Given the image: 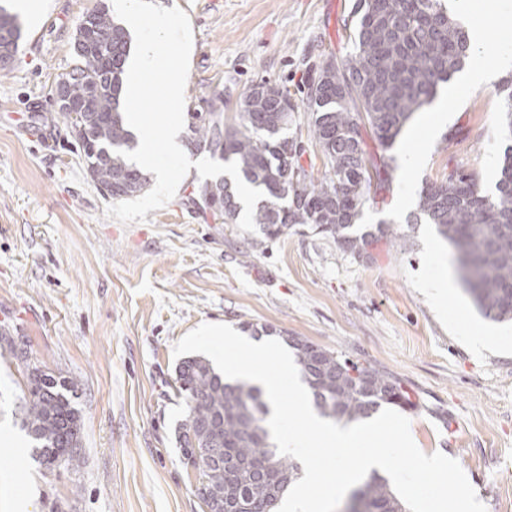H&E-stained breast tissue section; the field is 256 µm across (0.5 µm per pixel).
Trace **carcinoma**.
I'll list each match as a JSON object with an SVG mask.
<instances>
[{"mask_svg": "<svg viewBox=\"0 0 512 512\" xmlns=\"http://www.w3.org/2000/svg\"><path fill=\"white\" fill-rule=\"evenodd\" d=\"M90 35L101 57L112 65L94 66L79 53L74 34V77L69 94L84 97L97 88L93 104L71 127L87 172L112 198L144 193L149 178L119 155L135 138L119 112L121 77L130 34L112 16L106 0L93 8ZM17 16L0 4V58L13 57ZM344 30L355 46L350 57L331 58L309 80L305 98L296 102L287 87L263 80L241 95L239 122L228 124L220 107L190 116L187 146L195 152H217L238 164L241 179L262 191L254 210L255 224L275 239L294 224H313L344 251L362 256L373 242L393 230L379 224L357 232L356 221L371 193L389 185V150L414 113L434 100L441 83L462 68L471 52L466 30L448 16L445 0H354ZM503 131L512 136V79L502 86ZM309 113L315 146L323 157L322 176L300 159L302 142L288 138L298 106ZM369 128L382 153L369 154L363 128ZM193 202L226 224H234L241 204L225 178L201 183ZM419 215L435 226L439 237L467 255L458 274L463 291L492 321L512 319V147L503 151L496 192L489 195L471 174L426 184L419 195ZM320 412L338 420L370 417L384 404L407 405L400 383L299 336L282 333ZM27 369V393L21 401L22 428L33 442L32 457L47 470L72 458L79 447L81 415L77 385L32 363L10 336H0ZM177 382L185 395L187 418L179 431L180 447L201 478L198 493L208 509L210 494L224 491L239 504L237 512L282 498L299 475V467L276 455L265 426L268 407L260 390L244 381L229 382L200 357L178 366ZM255 464L265 467L259 476ZM360 512H407L404 501L383 477L372 474L355 488Z\"/></svg>", "mask_w": 512, "mask_h": 512, "instance_id": "1", "label": "carcinoma"}]
</instances>
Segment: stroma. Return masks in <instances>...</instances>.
I'll return each instance as SVG.
<instances>
[{"label": "stroma", "instance_id": "obj_1", "mask_svg": "<svg viewBox=\"0 0 512 512\" xmlns=\"http://www.w3.org/2000/svg\"><path fill=\"white\" fill-rule=\"evenodd\" d=\"M153 2L189 16V113L220 97L234 121L240 94L262 80L302 98L308 73L353 51L341 28L352 0ZM36 3L0 71V334L76 382L82 426L74 457L41 468L15 414L25 368L0 355V512H17L24 493L31 512H208L178 442L186 404L173 355L204 323L285 330L396 379L418 448L456 459L487 512H512V323L483 318L458 285L429 297L437 272H455V252L414 217L425 183L456 172L486 190L497 182L498 88L458 85L442 100L447 121L420 111L406 124L390 188L359 218L396 238L366 256L308 224L270 239L214 220L192 201L194 168L166 206L125 225L107 216L113 200L52 100L95 0ZM408 144L426 148L424 164L403 166Z\"/></svg>", "mask_w": 512, "mask_h": 512}]
</instances>
